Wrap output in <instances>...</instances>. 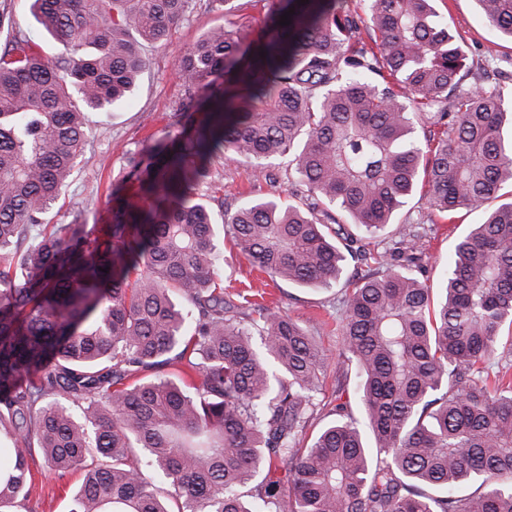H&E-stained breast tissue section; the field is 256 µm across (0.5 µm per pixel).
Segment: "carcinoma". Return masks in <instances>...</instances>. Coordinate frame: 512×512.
<instances>
[{"label": "carcinoma", "instance_id": "cac0c4a2", "mask_svg": "<svg viewBox=\"0 0 512 512\" xmlns=\"http://www.w3.org/2000/svg\"><path fill=\"white\" fill-rule=\"evenodd\" d=\"M433 2L278 0L254 47L207 32L178 61L206 119L134 154L143 205L89 231L47 221L85 113L132 94L139 45L189 0H32L66 56L17 35L0 53V512L27 497L34 448L57 478L81 472L69 512H512V200L486 207L512 183V105ZM477 2L512 38V0ZM218 153L261 173L285 159L304 195L219 221L198 194ZM421 183L443 219L485 208L437 302L425 225L370 247ZM222 236L273 280L344 284L336 365L358 370L359 417L338 404L304 443L331 356L298 320L224 298Z\"/></svg>", "mask_w": 512, "mask_h": 512}]
</instances>
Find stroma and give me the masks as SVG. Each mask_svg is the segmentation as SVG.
I'll return each mask as SVG.
<instances>
[{
    "label": "stroma",
    "mask_w": 512,
    "mask_h": 512,
    "mask_svg": "<svg viewBox=\"0 0 512 512\" xmlns=\"http://www.w3.org/2000/svg\"><path fill=\"white\" fill-rule=\"evenodd\" d=\"M232 12H225L214 0H193L189 12L174 23L163 44L147 48L146 69L129 99L111 112L86 115V139L77 166L48 218L54 224H105L119 203H138L137 185L128 178L133 153L151 149L174 135L185 120L187 95L177 75L179 58L207 31L225 26L246 40H258L273 0H234ZM0 10L10 14L13 29L0 30V51L12 36L35 43L41 54L59 56L62 45L37 23L31 0H0ZM436 10L460 38L468 63L484 72L485 84L512 98V39L501 35L482 18L477 0H437ZM211 176L200 188V196L214 213L231 211L243 200L270 194H287L285 165L272 164L255 172L250 163L225 155L213 158ZM422 219L433 229L424 238L422 253L426 277L439 283L455 241L473 224L481 222L482 211L463 212L456 223L435 219L421 195H414L399 211L397 223ZM224 283L229 293L261 291L270 307L302 322L318 344L337 353L340 345L334 328L341 319L340 288H300L285 281H271L254 269L248 258L231 243H224ZM356 403L354 379L344 378L335 365H328L322 377V391L314 428L331 419L337 400ZM81 480L72 474L57 481L42 466H34L30 493L17 512H68L73 490Z\"/></svg>",
    "instance_id": "obj_1"
}]
</instances>
